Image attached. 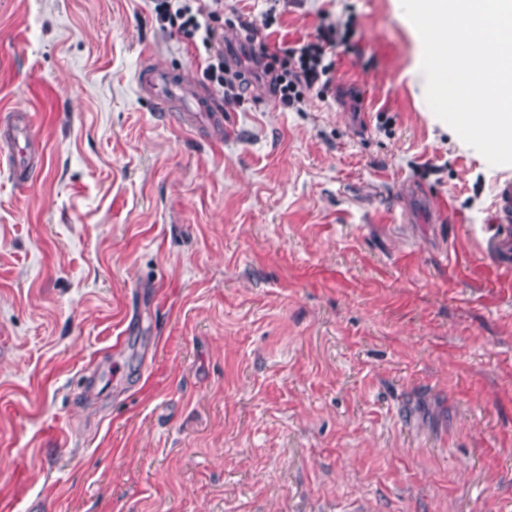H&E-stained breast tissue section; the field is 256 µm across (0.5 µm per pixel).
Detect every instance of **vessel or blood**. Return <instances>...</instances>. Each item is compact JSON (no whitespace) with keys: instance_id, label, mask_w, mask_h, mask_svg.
<instances>
[{"instance_id":"b4317fda","label":"vessel or blood","mask_w":512,"mask_h":512,"mask_svg":"<svg viewBox=\"0 0 512 512\" xmlns=\"http://www.w3.org/2000/svg\"><path fill=\"white\" fill-rule=\"evenodd\" d=\"M139 92L156 105L175 112H211L215 105L212 99L199 92L197 85L176 79L163 68L144 71L139 78ZM0 130L5 133V148L0 158L5 159L13 176H27L42 160V146L33 130V115L26 111L0 114ZM494 207L497 223H512V181L499 183ZM485 250L496 259L501 288H512V233L502 232L491 237Z\"/></svg>"}]
</instances>
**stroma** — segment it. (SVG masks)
Returning <instances> with one entry per match:
<instances>
[{"label": "stroma", "instance_id": "1", "mask_svg": "<svg viewBox=\"0 0 512 512\" xmlns=\"http://www.w3.org/2000/svg\"><path fill=\"white\" fill-rule=\"evenodd\" d=\"M157 0H0V497L16 512H512V290L486 239L512 168L433 124L399 0L275 8L345 30L281 109L233 29L241 102L141 97L204 49ZM139 92L156 105L174 112H217L209 95L201 94L197 84L176 79L164 68L146 70L139 78ZM0 128L5 133V150L1 161L6 160L16 178L26 177L42 160V146L33 130V115L26 111L2 112Z\"/></svg>", "mask_w": 512, "mask_h": 512}]
</instances>
